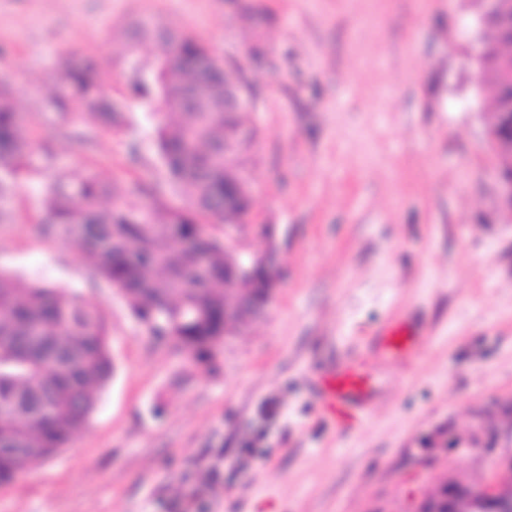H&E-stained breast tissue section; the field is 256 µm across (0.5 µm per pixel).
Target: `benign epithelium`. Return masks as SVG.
Listing matches in <instances>:
<instances>
[{
	"instance_id": "obj_1",
	"label": "benign epithelium",
	"mask_w": 512,
	"mask_h": 512,
	"mask_svg": "<svg viewBox=\"0 0 512 512\" xmlns=\"http://www.w3.org/2000/svg\"><path fill=\"white\" fill-rule=\"evenodd\" d=\"M512 32V0H482V9L475 20L479 31L488 23ZM478 85L493 83L512 84V57L495 63L475 56ZM240 78L233 67H224V110H237L241 106ZM503 113L489 112L485 117V133L497 159L494 170L500 203L504 211L512 214V169L503 165V159L512 157V134L502 126ZM268 246L261 252L230 249V259L224 268V326L233 323L234 316L248 304L255 305L266 315L280 278V251L274 241V229L264 232ZM500 412L508 418L501 427L483 423L480 412H475L463 435L448 436L450 448H473L486 457L495 459V480L476 486L460 473L448 474L439 481L437 489L420 500L414 512H512V399L498 401Z\"/></svg>"
}]
</instances>
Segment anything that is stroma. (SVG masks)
<instances>
[{"instance_id": "35a3bbf8", "label": "stroma", "mask_w": 512, "mask_h": 512, "mask_svg": "<svg viewBox=\"0 0 512 512\" xmlns=\"http://www.w3.org/2000/svg\"><path fill=\"white\" fill-rule=\"evenodd\" d=\"M475 0H0V76L32 141L0 209V268L80 296L110 325L111 380L88 426L0 487V512H407L449 470L490 478L449 432L512 396V218L476 89ZM238 60L259 136L244 232L272 225L281 279L265 318L193 364L149 336L60 234H47L42 160L144 184L180 204L141 105L125 97L135 21ZM261 56H252V47ZM96 56L121 126L63 127L47 109L63 59ZM413 325L411 346L381 339ZM367 381L366 416L339 428L324 380ZM254 444L255 454L245 451Z\"/></svg>"}]
</instances>
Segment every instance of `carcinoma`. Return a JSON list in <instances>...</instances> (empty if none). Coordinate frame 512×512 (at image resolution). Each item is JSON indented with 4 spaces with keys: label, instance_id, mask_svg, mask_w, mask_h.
Listing matches in <instances>:
<instances>
[{
    "label": "carcinoma",
    "instance_id": "cac0c4a2",
    "mask_svg": "<svg viewBox=\"0 0 512 512\" xmlns=\"http://www.w3.org/2000/svg\"><path fill=\"white\" fill-rule=\"evenodd\" d=\"M155 45L154 62H132L127 97L148 109L160 158L186 204L174 207L96 173L57 174L46 186L48 222L72 241L98 274L117 285L135 319L151 336L152 323L182 311L175 322L191 357L207 360L214 336L224 335V241L201 236L213 220L241 223L251 208L246 172L258 131L243 121L245 108L224 111V82L196 67L224 61L178 29L137 23L127 31L128 53ZM495 108L512 113V85L495 89ZM60 123L95 120L117 127L121 113L96 62H62L48 99ZM235 145L224 158V142ZM31 141L23 118L0 79V198L28 159ZM230 215H224V208ZM101 313L48 283L20 286L0 271V486L27 464L66 447L89 423L95 389L113 376Z\"/></svg>",
    "mask_w": 512,
    "mask_h": 512
}]
</instances>
